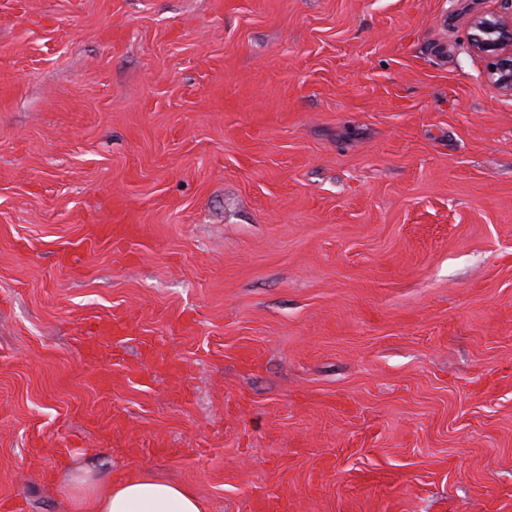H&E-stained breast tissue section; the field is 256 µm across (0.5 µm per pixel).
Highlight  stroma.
Segmentation results:
<instances>
[{
	"mask_svg": "<svg viewBox=\"0 0 512 512\" xmlns=\"http://www.w3.org/2000/svg\"><path fill=\"white\" fill-rule=\"evenodd\" d=\"M509 10L0 0V498L512 512V96L468 41ZM137 231L134 224H95L90 226L86 241L90 244L121 240L133 236ZM79 501L84 512H204L187 487L142 472L90 483Z\"/></svg>",
	"mask_w": 512,
	"mask_h": 512,
	"instance_id": "obj_1",
	"label": "stroma"
}]
</instances>
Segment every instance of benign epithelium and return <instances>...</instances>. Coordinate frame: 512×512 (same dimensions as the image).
Here are the masks:
<instances>
[{
  "label": "benign epithelium",
  "mask_w": 512,
  "mask_h": 512,
  "mask_svg": "<svg viewBox=\"0 0 512 512\" xmlns=\"http://www.w3.org/2000/svg\"><path fill=\"white\" fill-rule=\"evenodd\" d=\"M470 30V48L486 62V85L512 95V14L478 16Z\"/></svg>",
  "instance_id": "benign-epithelium-1"
}]
</instances>
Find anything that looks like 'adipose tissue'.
I'll return each mask as SVG.
<instances>
[{
  "label": "adipose tissue",
  "instance_id": "1",
  "mask_svg": "<svg viewBox=\"0 0 512 512\" xmlns=\"http://www.w3.org/2000/svg\"><path fill=\"white\" fill-rule=\"evenodd\" d=\"M83 512H204L187 487L146 473H129L85 486Z\"/></svg>",
  "mask_w": 512,
  "mask_h": 512
}]
</instances>
